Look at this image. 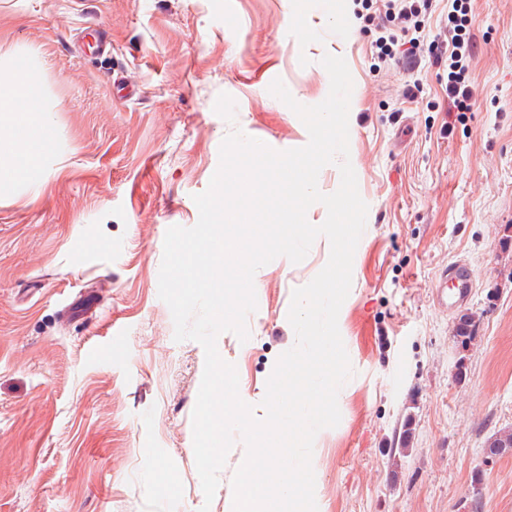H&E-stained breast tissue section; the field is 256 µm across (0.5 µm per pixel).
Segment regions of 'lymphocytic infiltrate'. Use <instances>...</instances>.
<instances>
[{"instance_id": "obj_1", "label": "lymphocytic infiltrate", "mask_w": 512, "mask_h": 512, "mask_svg": "<svg viewBox=\"0 0 512 512\" xmlns=\"http://www.w3.org/2000/svg\"><path fill=\"white\" fill-rule=\"evenodd\" d=\"M363 20L377 34L374 41L381 62L402 57L415 60L420 44H427L434 63L448 66V109H471L469 64L477 44L468 28L469 0H448V21L432 33L425 17L432 0H360Z\"/></svg>"}]
</instances>
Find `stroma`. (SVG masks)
I'll return each mask as SVG.
<instances>
[{"mask_svg": "<svg viewBox=\"0 0 512 512\" xmlns=\"http://www.w3.org/2000/svg\"><path fill=\"white\" fill-rule=\"evenodd\" d=\"M470 6L472 109L452 112L427 45L415 73L376 68L354 0L309 37L289 0H0V85L27 62L55 135L44 174L0 190V512H232L246 447L235 440L205 503L192 429L205 354L175 341L159 297L164 237L197 223L193 197L233 129L307 144L269 87L322 102L328 54L353 79L349 157L368 214L338 318L353 374L339 425L314 442L317 508L512 512V449L487 447L512 430V0ZM101 25L108 58L93 51ZM329 253L321 236L302 262L258 269L248 340L217 338L255 417L296 342L292 293ZM459 259L470 296L446 309L433 287Z\"/></svg>", "mask_w": 512, "mask_h": 512, "instance_id": "35a3bbf8", "label": "stroma"}]
</instances>
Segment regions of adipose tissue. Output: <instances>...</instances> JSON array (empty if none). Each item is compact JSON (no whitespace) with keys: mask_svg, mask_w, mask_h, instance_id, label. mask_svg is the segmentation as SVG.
<instances>
[{"mask_svg":"<svg viewBox=\"0 0 512 512\" xmlns=\"http://www.w3.org/2000/svg\"><path fill=\"white\" fill-rule=\"evenodd\" d=\"M39 103L38 89L31 81L17 84L9 94L0 93V113L25 132L24 140L8 146L0 143V189L26 185L31 173L44 170L51 146L50 121Z\"/></svg>","mask_w":512,"mask_h":512,"instance_id":"adipose-tissue-1","label":"adipose tissue"}]
</instances>
